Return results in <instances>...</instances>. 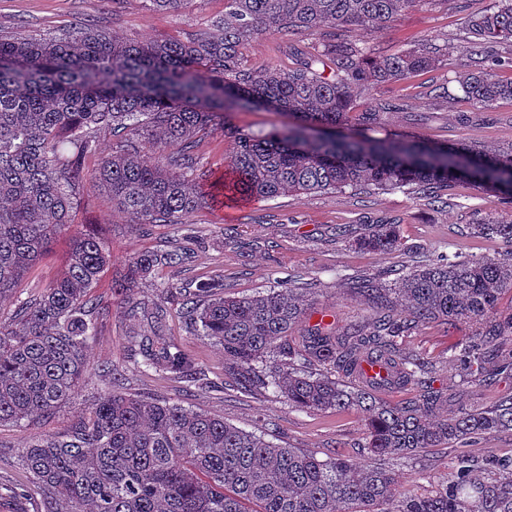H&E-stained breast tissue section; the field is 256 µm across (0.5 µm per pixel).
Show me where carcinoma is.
Returning a JSON list of instances; mask_svg holds the SVG:
<instances>
[{"mask_svg":"<svg viewBox=\"0 0 512 512\" xmlns=\"http://www.w3.org/2000/svg\"><path fill=\"white\" fill-rule=\"evenodd\" d=\"M416 0H224L217 33L138 42L87 23L39 37L0 35V299L73 223L81 161L97 159L93 182L139 224H181L204 204L363 187L423 192L448 181L472 183L512 211V144L488 150L475 139L433 145L418 136L367 135L376 113L349 126L358 97L376 99L411 74L446 67L459 73L476 108L512 100V81L470 69L435 43L384 54L345 35L353 26L387 27ZM321 48L297 44L321 30ZM467 53L512 43V0L474 13ZM292 37L295 66L251 71L240 49L257 38ZM262 105L295 119L269 135L241 131L224 113ZM220 131L234 139L228 172L202 190L189 165L194 138ZM132 136L148 152L129 149ZM112 152H98L101 139ZM469 229L512 244V217ZM387 254L407 245L395 224H372L350 238ZM94 230L71 238L59 278L24 302L13 323L0 321V426L36 424L61 407L90 373L98 301L91 289L110 263ZM179 249L142 253L128 265L129 291L158 266L177 268ZM512 290L507 258L439 254L383 281H356L375 314L365 325L295 335L310 288L224 298L214 277L184 300L182 314L224 349L228 372L244 391L274 388L307 411L357 409L373 457L405 458L425 448L467 444L512 432V395L486 410H448V390L433 386L437 363L404 351L420 325L468 324V341L450 361L461 382L512 376V314L498 313ZM158 327L136 340L147 370L209 386L205 371ZM382 371L370 377L365 366ZM415 388L393 405L390 390ZM27 482H0V502H36V512H512V456L461 458L428 495L395 475L341 456L279 446L215 413L111 389L62 433L40 435L23 450Z\"/></svg>","mask_w":512,"mask_h":512,"instance_id":"cac0c4a2","label":"carcinoma"}]
</instances>
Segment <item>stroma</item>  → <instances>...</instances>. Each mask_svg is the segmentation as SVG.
I'll return each mask as SVG.
<instances>
[{
  "label": "stroma",
  "mask_w": 512,
  "mask_h": 512,
  "mask_svg": "<svg viewBox=\"0 0 512 512\" xmlns=\"http://www.w3.org/2000/svg\"><path fill=\"white\" fill-rule=\"evenodd\" d=\"M494 0H418L391 26L381 29L353 28L352 38L381 53H394L423 41L447 44L451 58L464 57L466 20L469 13L492 7ZM224 13V0H188L181 11L155 10L149 0H124L113 8L110 0H0V33L40 36L76 21L88 20L120 37L153 41L184 39L214 33L216 20ZM286 35L265 36L246 45L242 63L252 70L293 67L296 58ZM448 94L436 96L435 88ZM396 108L380 113L376 136L408 132L438 143H456L477 138L489 145L512 142V100H502L477 110L465 99L454 72L440 67L418 72L393 84L387 93ZM234 152L233 139L214 132L197 137L192 151L197 171L220 176ZM95 157L82 163V178L75 188V220L71 234L93 222L107 240L111 263L92 288V295L106 310L97 322V333L88 358L94 372L72 397L49 418L34 425L0 428V479L21 482L19 467L24 446L34 437L64 431L78 422L85 410L106 389L99 375L101 365L112 363L121 372V392L171 399L197 410L223 415L225 421L249 432L265 435L271 442L299 448L324 459L336 455L357 463L369 462L363 451L364 415L357 410L307 412L289 407L271 390L238 391L224 372L220 347L197 336L187 327L180 301L170 284L193 283L223 276L226 297H244L292 285L315 287L298 330L306 332L329 315L336 332L368 322L373 304L348 290L350 277L375 274L395 267H413L418 255L404 252L377 254L358 250L338 240L336 230L360 234L370 224H396L404 241L418 246L424 255L439 253L465 257L502 258L512 247L467 235L468 225L497 214L494 197L462 182L435 185L442 205L431 204L423 194L407 190L374 192L348 189L342 192L293 193L276 198H251L234 206H205L190 214L186 224H136L116 208L106 193L93 188ZM180 248L188 260L180 268H159L138 281L134 291L115 294L112 281L135 256L156 250ZM69 248L68 237L57 239L49 254L27 273L11 298L0 304V320L10 321L32 294L43 291L62 272ZM144 303L138 319L126 309ZM165 312L166 335L191 352L207 370L215 386L198 390L174 379L145 370L135 344L137 336L150 333L155 308ZM471 329H449L436 323L420 326L403 346L440 360L442 367L434 384L448 390V406L489 407L501 396L512 394V379L492 386L461 384L458 368L448 361L449 349L467 338ZM458 448H428L405 459L386 460L402 485L425 491L436 487L455 465Z\"/></svg>",
  "instance_id": "obj_1"
}]
</instances>
